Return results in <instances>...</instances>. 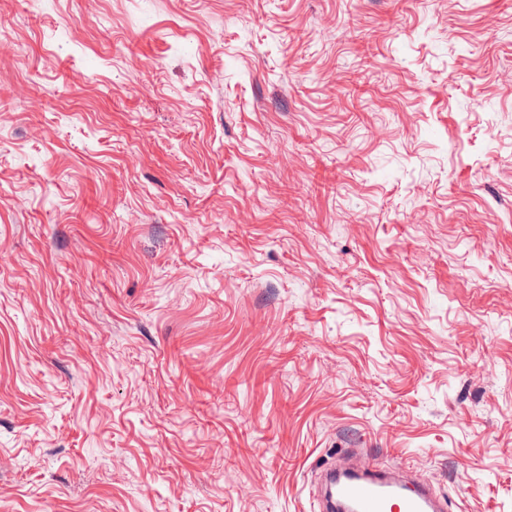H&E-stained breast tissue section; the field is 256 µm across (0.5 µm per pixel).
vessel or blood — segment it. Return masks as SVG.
<instances>
[{
    "mask_svg": "<svg viewBox=\"0 0 512 512\" xmlns=\"http://www.w3.org/2000/svg\"><path fill=\"white\" fill-rule=\"evenodd\" d=\"M331 493L314 512H444L427 480L404 478L376 460L344 456L328 469Z\"/></svg>",
    "mask_w": 512,
    "mask_h": 512,
    "instance_id": "vessel-or-blood-1",
    "label": "vessel or blood"
}]
</instances>
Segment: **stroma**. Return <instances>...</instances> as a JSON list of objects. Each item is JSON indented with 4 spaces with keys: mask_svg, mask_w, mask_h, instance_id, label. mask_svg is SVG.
<instances>
[{
    "mask_svg": "<svg viewBox=\"0 0 512 512\" xmlns=\"http://www.w3.org/2000/svg\"><path fill=\"white\" fill-rule=\"evenodd\" d=\"M0 23V512H512V0ZM331 495L314 499L315 512H444L427 480L382 467L376 460L343 456L326 471Z\"/></svg>",
    "mask_w": 512,
    "mask_h": 512,
    "instance_id": "stroma-1",
    "label": "stroma"
}]
</instances>
